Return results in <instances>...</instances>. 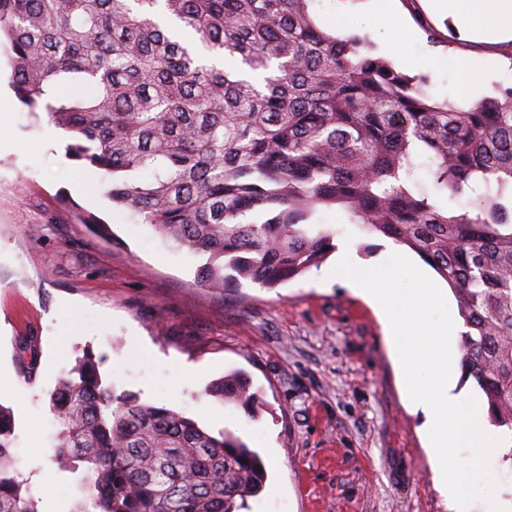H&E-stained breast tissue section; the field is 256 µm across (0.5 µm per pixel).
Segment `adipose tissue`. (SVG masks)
I'll return each mask as SVG.
<instances>
[{
    "label": "adipose tissue",
    "instance_id": "1",
    "mask_svg": "<svg viewBox=\"0 0 512 512\" xmlns=\"http://www.w3.org/2000/svg\"><path fill=\"white\" fill-rule=\"evenodd\" d=\"M426 9L447 18L448 29L459 40L474 44L512 43V0H422ZM402 0H361L349 6L346 0H313L311 11L330 23L336 33L360 34L397 63H405L415 34L406 22ZM459 79L454 100L467 106L486 91L488 70L456 57Z\"/></svg>",
    "mask_w": 512,
    "mask_h": 512
}]
</instances>
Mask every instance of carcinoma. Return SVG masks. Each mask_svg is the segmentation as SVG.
I'll list each match as a JSON object with an SVG mask.
<instances>
[{
  "instance_id": "1",
  "label": "carcinoma",
  "mask_w": 512,
  "mask_h": 512,
  "mask_svg": "<svg viewBox=\"0 0 512 512\" xmlns=\"http://www.w3.org/2000/svg\"><path fill=\"white\" fill-rule=\"evenodd\" d=\"M312 0H0L12 88L101 170L116 207L208 256V288L272 289L319 266L340 206L405 245L453 289L463 381L512 435V85L467 108L437 102L367 39H338ZM190 30L179 42L168 24ZM230 56L226 70L212 62ZM428 164L430 186L414 178ZM463 212L442 206L465 191ZM19 359L35 370V345ZM205 395L250 417L232 371ZM61 472H84L69 512H241L266 480L259 454L166 406L118 393L86 354L48 394ZM0 406V512H39Z\"/></svg>"
}]
</instances>
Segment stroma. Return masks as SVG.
Listing matches in <instances>:
<instances>
[{
  "instance_id": "obj_1",
  "label": "stroma",
  "mask_w": 512,
  "mask_h": 512,
  "mask_svg": "<svg viewBox=\"0 0 512 512\" xmlns=\"http://www.w3.org/2000/svg\"><path fill=\"white\" fill-rule=\"evenodd\" d=\"M466 48L419 38L414 55L435 63L406 72L428 75V93L448 99L453 53ZM66 143L46 114L17 102L0 123V405L14 413L13 452L39 512H67L78 495L76 475L51 461L48 394L87 352L117 391L258 451L267 478L249 512H451L379 318L344 278L324 276L334 258L275 289L202 288L206 256L173 250L113 207L102 172L77 166ZM315 221L352 234L361 265L400 250L342 208H319ZM26 336L38 353L30 380L17 356ZM232 370L265 400L258 419L206 396Z\"/></svg>"
}]
</instances>
